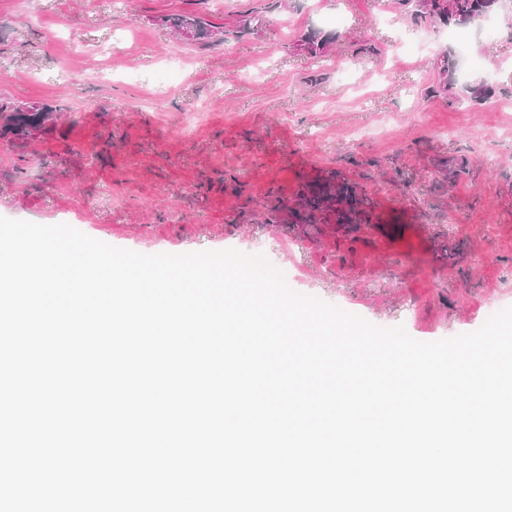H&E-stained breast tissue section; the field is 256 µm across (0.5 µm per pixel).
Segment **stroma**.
I'll list each match as a JSON object with an SVG mask.
<instances>
[{
    "instance_id": "35a3bbf8",
    "label": "stroma",
    "mask_w": 512,
    "mask_h": 512,
    "mask_svg": "<svg viewBox=\"0 0 512 512\" xmlns=\"http://www.w3.org/2000/svg\"><path fill=\"white\" fill-rule=\"evenodd\" d=\"M409 0H0V98L60 108L56 135L0 144V217L68 224L142 254L261 244L299 293L432 342L512 300V0L480 23H418ZM200 15L208 42L168 18ZM247 34H240L242 26ZM329 37L326 56L297 47ZM371 53L361 52V45ZM457 61L455 84L437 63ZM475 83L488 87L470 99ZM469 173L434 190V161ZM337 170L375 228L304 236L243 214Z\"/></svg>"
}]
</instances>
